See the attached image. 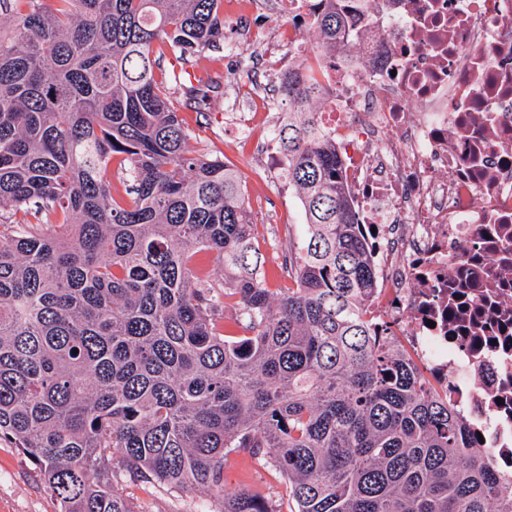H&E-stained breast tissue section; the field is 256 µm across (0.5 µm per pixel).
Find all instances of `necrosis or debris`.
Listing matches in <instances>:
<instances>
[{"label":"necrosis or debris","mask_w":512,"mask_h":512,"mask_svg":"<svg viewBox=\"0 0 512 512\" xmlns=\"http://www.w3.org/2000/svg\"><path fill=\"white\" fill-rule=\"evenodd\" d=\"M341 7L351 35L326 61L321 0H276L267 71L320 69L318 120L376 244L365 319L511 473L512 0Z\"/></svg>","instance_id":"4bbe7bcc"}]
</instances>
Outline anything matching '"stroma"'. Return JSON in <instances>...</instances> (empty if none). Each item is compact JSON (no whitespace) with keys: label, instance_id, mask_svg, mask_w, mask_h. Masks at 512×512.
I'll use <instances>...</instances> for the list:
<instances>
[{"label":"stroma","instance_id":"35a3bbf8","mask_svg":"<svg viewBox=\"0 0 512 512\" xmlns=\"http://www.w3.org/2000/svg\"><path fill=\"white\" fill-rule=\"evenodd\" d=\"M224 14L231 21L224 40L242 42L253 34H261L257 46L246 65H239L235 56L225 47L194 56L182 62L165 44L158 43L154 52L160 60L162 73L186 70L191 76L205 80L213 78L220 86L212 99L201 108L186 106L180 93L171 99L180 116L189 126L196 153L219 158L240 174L248 210L254 223L264 225L265 232L259 248L267 258L269 285L284 288L288 275L279 268L281 252L288 247V235L298 232L302 216L296 199H285L287 183L282 175L267 176L256 171L255 154L261 151L260 139L240 134L230 120L226 78L257 75L261 58L268 49L277 47L276 32L265 11L252 7L241 8L236 0H224ZM224 488L234 492L248 489L259 494L273 512H293L295 505L288 496L285 478L264 460L244 453H230L224 467ZM123 492L132 501L136 512H214L215 501L201 490L178 491L157 482L124 480ZM0 512H60V505L47 488L40 473L30 460L6 440H0Z\"/></svg>","mask_w":512,"mask_h":512}]
</instances>
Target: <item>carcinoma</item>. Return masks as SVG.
I'll use <instances>...</instances> for the list:
<instances>
[{
    "label": "carcinoma",
    "mask_w": 512,
    "mask_h": 512,
    "mask_svg": "<svg viewBox=\"0 0 512 512\" xmlns=\"http://www.w3.org/2000/svg\"><path fill=\"white\" fill-rule=\"evenodd\" d=\"M223 0H0V439L37 466L61 512H136L116 473L205 489L219 512H274L224 493L231 451L287 480L294 512H512V481L474 450L448 401L363 317L372 244L317 124L311 69L280 82L283 177L304 214L288 288H270L237 174L194 156L172 71L224 39ZM316 22L336 56L347 16ZM120 156L127 197L112 195ZM224 280L203 272L209 255Z\"/></svg>",
    "instance_id": "cac0c4a2"
}]
</instances>
